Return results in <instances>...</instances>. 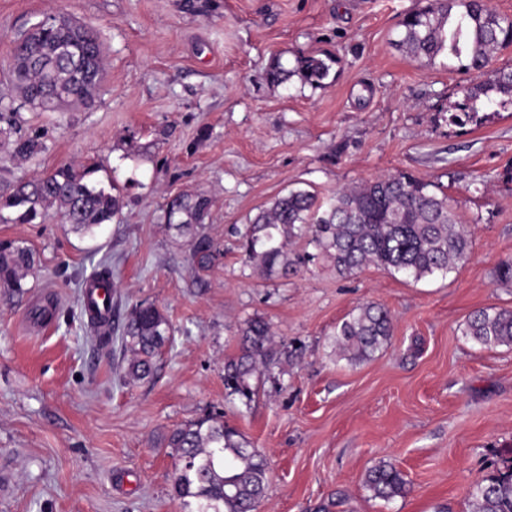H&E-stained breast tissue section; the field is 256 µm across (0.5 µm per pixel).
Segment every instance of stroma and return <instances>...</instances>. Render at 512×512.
Listing matches in <instances>:
<instances>
[{"mask_svg": "<svg viewBox=\"0 0 512 512\" xmlns=\"http://www.w3.org/2000/svg\"><path fill=\"white\" fill-rule=\"evenodd\" d=\"M417 0H0V98L9 121L39 135L17 160L0 143V192L64 162L97 164L122 203L91 234L59 217L1 224L40 256L21 300H0V512H179L176 425L213 412L268 459L258 512H468L472 487L512 457V348L464 334L470 314L512 310V112L450 124L464 88L512 68V46L487 69L439 55L414 60L395 42ZM51 14L100 35L106 72L94 101L62 112L20 105L10 75L17 35ZM333 57L327 79L270 82L273 59ZM407 172L458 204L468 259L413 280L374 266L350 276L319 260L266 279L240 249L246 225L289 190L328 199L381 174ZM210 197L202 225L220 255L197 272L168 200ZM111 261L112 307L162 308L174 341L152 376L126 383L120 348L94 350L82 282ZM383 304L389 345L351 363L336 328L358 305ZM260 316L282 368L250 405L228 397L224 360ZM409 482L373 498L379 460Z\"/></svg>", "mask_w": 512, "mask_h": 512, "instance_id": "obj_1", "label": "stroma"}]
</instances>
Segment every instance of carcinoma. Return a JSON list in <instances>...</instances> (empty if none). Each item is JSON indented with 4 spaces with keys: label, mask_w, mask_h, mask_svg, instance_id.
Instances as JSON below:
<instances>
[{
    "label": "carcinoma",
    "mask_w": 512,
    "mask_h": 512,
    "mask_svg": "<svg viewBox=\"0 0 512 512\" xmlns=\"http://www.w3.org/2000/svg\"><path fill=\"white\" fill-rule=\"evenodd\" d=\"M398 46L414 59L434 60L447 54L466 60L465 69H485L494 53L512 45V17L491 8L487 0H426L401 21ZM48 46H71L77 57L63 55L51 67L25 62L26 40L13 46L14 84L30 108L54 111L49 88L68 94L67 104H84L100 87L85 79L82 63L91 62L93 73L104 71L102 45L90 28L75 35L57 26L43 29ZM331 66L322 58L301 55L287 69L272 62L270 78L283 83L293 76L319 84ZM500 96L493 101L489 93ZM512 108V71L500 70L493 78L465 90L468 110L476 115L478 102ZM12 138V153L31 158L45 150L36 135ZM93 164L66 163L40 179L21 181L0 194V223L34 224L54 212L81 234H92L112 222L121 206L119 188L104 186L93 178ZM211 206L203 194L182 193L167 203L168 222L190 239V257L201 271L209 269L219 250L213 240L197 231ZM307 237L317 255L329 260L340 275H351L376 266L418 281L436 272H453L471 248L466 226L461 224L455 201L432 183L411 174L381 175L354 188L341 190L324 204L307 190H290L261 211L242 235L244 261L263 276L288 275L298 269L300 258L291 256L288 245ZM36 260L23 240L0 241V295L24 296L27 278ZM98 350L117 344L130 355L126 381L150 377L154 357L173 341V329L165 312L150 302L131 306L112 336V320H90ZM393 322L382 305L367 302L344 320L336 332L339 353L351 362L371 359L390 343ZM465 335L485 347L512 346V310H479L466 321ZM239 354L224 360V388L244 405L256 393L253 380L262 372L282 365L281 353L272 341L268 323L255 317L241 329ZM166 447L176 456L172 485L180 512H257L265 494V456L224 420L204 415L184 423L166 437ZM372 497L390 501L408 492V481L392 463L380 461L363 479ZM471 512H512V458L496 473L477 483L470 493Z\"/></svg>",
    "instance_id": "carcinoma-1"
}]
</instances>
